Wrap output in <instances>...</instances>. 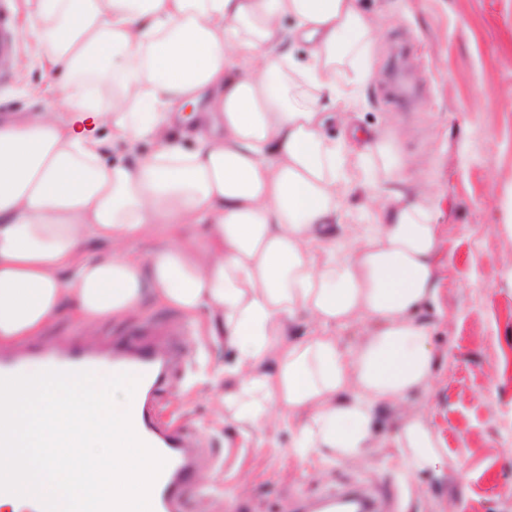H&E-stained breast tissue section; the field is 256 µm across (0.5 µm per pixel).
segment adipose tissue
I'll list each match as a JSON object with an SVG mask.
<instances>
[{
  "instance_id": "adipose-tissue-1",
  "label": "adipose tissue",
  "mask_w": 512,
  "mask_h": 512,
  "mask_svg": "<svg viewBox=\"0 0 512 512\" xmlns=\"http://www.w3.org/2000/svg\"><path fill=\"white\" fill-rule=\"evenodd\" d=\"M26 8L47 66L68 79L42 111L0 122V344L64 312L109 320L147 300L191 319L204 311L235 352L223 401L238 423L287 427L302 459L370 458L379 410L432 376L416 313L437 300L439 236L389 135L359 151L325 132L339 85L369 76L363 0ZM113 144L130 162L107 161ZM358 178L384 201L376 223L343 221ZM188 224L207 237L185 236ZM156 234L146 259L126 252ZM363 323L361 340L340 341ZM394 444L405 477L443 476L423 416H405Z\"/></svg>"
}]
</instances>
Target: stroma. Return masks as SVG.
<instances>
[{
    "label": "stroma",
    "mask_w": 512,
    "mask_h": 512,
    "mask_svg": "<svg viewBox=\"0 0 512 512\" xmlns=\"http://www.w3.org/2000/svg\"><path fill=\"white\" fill-rule=\"evenodd\" d=\"M376 2L370 74L344 110L359 132L388 130L418 163L441 239L438 306L419 315L430 328L432 378L376 424L389 440L404 414L425 413L462 475L404 478L389 447L365 461L302 462L288 453V431L243 434L213 401L229 386L217 373L233 352L205 320L180 334L184 316L149 301L93 325L55 319L42 340L63 348L89 337L106 349L133 330L162 345L165 331H178L180 359L157 404L198 445L200 492L189 512H293L354 487L389 490L391 512H512V0ZM65 79L44 68L31 34L19 36L0 118L43 109Z\"/></svg>",
    "instance_id": "stroma-1"
}]
</instances>
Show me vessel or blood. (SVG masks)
I'll return each instance as SVG.
<instances>
[{
  "instance_id": "obj_1",
  "label": "vessel or blood",
  "mask_w": 512,
  "mask_h": 512,
  "mask_svg": "<svg viewBox=\"0 0 512 512\" xmlns=\"http://www.w3.org/2000/svg\"><path fill=\"white\" fill-rule=\"evenodd\" d=\"M16 44L12 0H0V84L12 76ZM40 356L58 371H93L108 366L113 373H129L141 381L147 400L131 409L132 425L143 442L166 460L152 488V512H185L193 490L194 443L181 427L162 424L151 403L168 378L173 354L153 346L131 348L119 343L101 356L78 347L61 354L45 349Z\"/></svg>"
}]
</instances>
